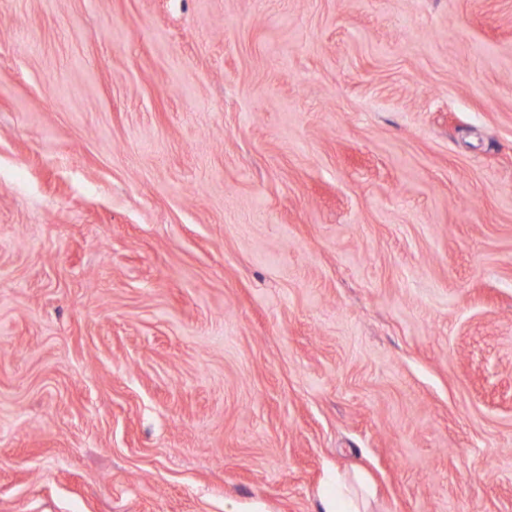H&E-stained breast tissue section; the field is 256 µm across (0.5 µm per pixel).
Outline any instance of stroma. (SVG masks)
Here are the masks:
<instances>
[{
  "instance_id": "1",
  "label": "stroma",
  "mask_w": 512,
  "mask_h": 512,
  "mask_svg": "<svg viewBox=\"0 0 512 512\" xmlns=\"http://www.w3.org/2000/svg\"><path fill=\"white\" fill-rule=\"evenodd\" d=\"M512 512V0H0V512ZM357 489L350 486L346 479L336 475V483H331L320 496V508L323 512H368L366 503L371 493L365 478L355 474Z\"/></svg>"
}]
</instances>
